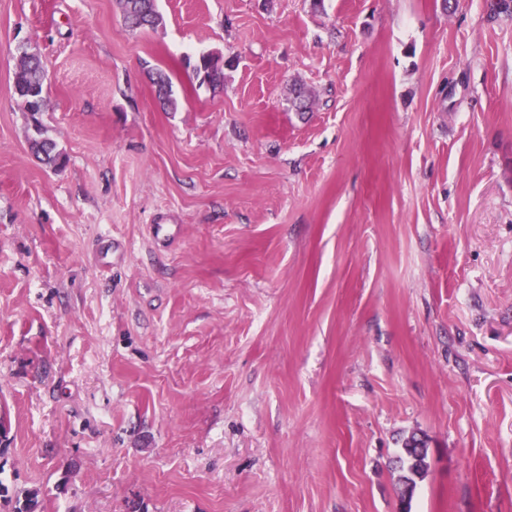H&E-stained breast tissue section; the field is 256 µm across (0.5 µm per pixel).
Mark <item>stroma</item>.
<instances>
[{
    "label": "stroma",
    "mask_w": 512,
    "mask_h": 512,
    "mask_svg": "<svg viewBox=\"0 0 512 512\" xmlns=\"http://www.w3.org/2000/svg\"><path fill=\"white\" fill-rule=\"evenodd\" d=\"M494 2L159 0L132 30L118 0H0V480L44 512H398L417 433L411 512H512ZM42 81L43 71L37 55L21 51L20 67L17 72V91L20 97L35 99L43 90ZM188 68H191L192 76L199 85L217 86L224 81V70L222 68L212 67L207 60H199L198 58L191 63L187 62ZM29 145L31 151L37 155V157L48 166H51L52 162L61 159L63 161V155L60 150L57 149L56 142L45 135L42 125L35 124L34 134L29 136ZM416 434L408 437L403 444V454L397 462L401 465L403 474L400 476L404 490L401 495L402 512L411 511V502L417 485V479L423 478L427 470L428 452L414 446Z\"/></svg>",
    "instance_id": "stroma-1"
}]
</instances>
